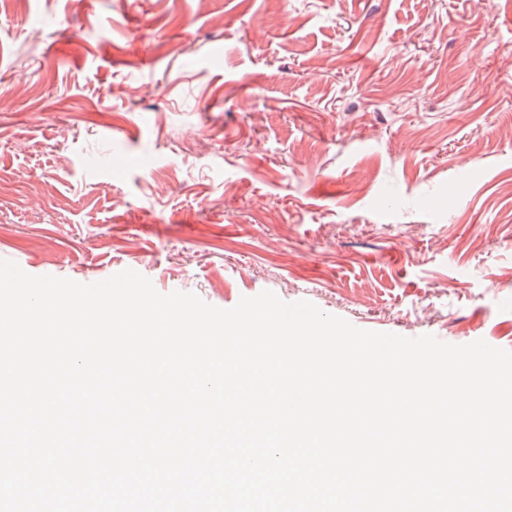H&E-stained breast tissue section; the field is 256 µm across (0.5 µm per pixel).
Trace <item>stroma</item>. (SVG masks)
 <instances>
[{"label": "stroma", "mask_w": 512, "mask_h": 512, "mask_svg": "<svg viewBox=\"0 0 512 512\" xmlns=\"http://www.w3.org/2000/svg\"><path fill=\"white\" fill-rule=\"evenodd\" d=\"M0 96L28 274L512 350V0H0Z\"/></svg>", "instance_id": "35a3bbf8"}]
</instances>
